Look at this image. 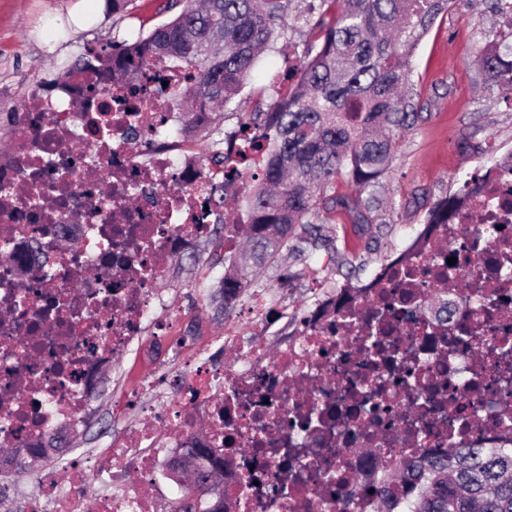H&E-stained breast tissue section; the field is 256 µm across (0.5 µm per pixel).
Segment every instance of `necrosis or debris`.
I'll list each match as a JSON object with an SVG mask.
<instances>
[{"mask_svg": "<svg viewBox=\"0 0 512 512\" xmlns=\"http://www.w3.org/2000/svg\"><path fill=\"white\" fill-rule=\"evenodd\" d=\"M20 117L0 155V473L78 426L112 361L140 366L113 417L144 415L111 447L59 451L66 481L38 477L26 512H169L170 464L199 447L229 462L234 512H378L364 486L399 461L512 439V371L481 365L512 356V174L487 169L453 223L360 286L304 312L230 290L223 336H201L157 282L216 224L232 256L250 214L215 206L175 100L149 75L98 93L69 73Z\"/></svg>", "mask_w": 512, "mask_h": 512, "instance_id": "1", "label": "necrosis or debris"}]
</instances>
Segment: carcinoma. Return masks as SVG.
Returning <instances> with one entry per match:
<instances>
[{
	"instance_id": "1",
	"label": "carcinoma",
	"mask_w": 512,
	"mask_h": 512,
	"mask_svg": "<svg viewBox=\"0 0 512 512\" xmlns=\"http://www.w3.org/2000/svg\"><path fill=\"white\" fill-rule=\"evenodd\" d=\"M289 0H165L172 17L147 26L138 18L139 36L112 41L88 51L108 84L123 83L149 64L191 67L193 83L170 82L163 91L187 105L194 126L201 106L227 107L255 67L258 53L273 37ZM449 0H319L297 20L314 41L307 48L303 75L288 101H261L238 120L243 144L237 166L252 167L261 140H273L257 189L252 193L250 253L235 260L221 278L226 285L252 284L251 264L274 258L290 242L312 234L315 223L336 210L355 224L369 223V205L361 193L388 169L401 134L419 117L411 58ZM332 18H327V15ZM482 72L483 90L512 98V23L471 48ZM224 112H210L203 127L206 166L224 163ZM354 193L341 194L338 177ZM472 185L433 203L425 223L446 224L465 206ZM381 512L404 503L405 512H512V446L456 448L444 456L408 459L401 470L371 486Z\"/></svg>"
}]
</instances>
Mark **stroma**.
Returning <instances> with one entry per match:
<instances>
[{"label": "stroma", "mask_w": 512, "mask_h": 512, "mask_svg": "<svg viewBox=\"0 0 512 512\" xmlns=\"http://www.w3.org/2000/svg\"><path fill=\"white\" fill-rule=\"evenodd\" d=\"M512 11L497 8L496 0H456L422 40L414 59L412 94L422 106L414 127L403 134L393 160L379 181L367 189L370 221L351 223L333 213L321 232L334 239L336 249L327 279L336 284L392 261L403 241L416 235L426 209L458 192L487 164L512 154V99L486 95L481 73L469 50L491 39ZM138 25L112 0H0V84L10 85L12 100L0 103V123L17 111L28 90L58 78L83 56L86 47L118 40H135ZM287 67L279 46L263 53L237 100L251 111L259 95H271L272 85ZM468 138L470 147L459 144ZM193 249L201 257L192 267H173L162 288H192L197 305L193 319L209 335H222L214 322L215 305L207 290L212 278L222 277L224 265L213 256L210 240L199 239ZM323 251L304 244L282 251L257 273V287L272 288L279 271H295L315 262ZM112 426V393L103 390L98 409L85 430L74 432V449L97 447Z\"/></svg>", "instance_id": "stroma-1"}]
</instances>
